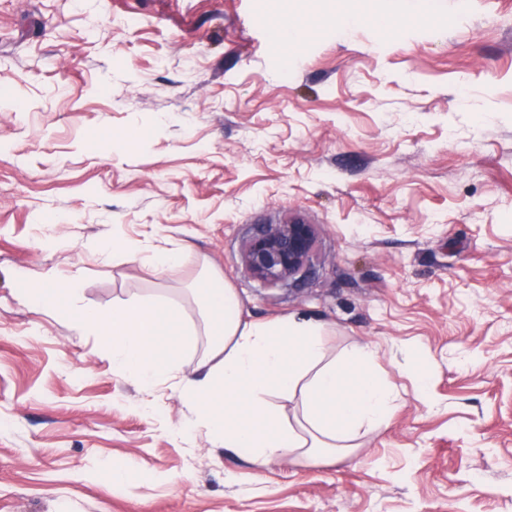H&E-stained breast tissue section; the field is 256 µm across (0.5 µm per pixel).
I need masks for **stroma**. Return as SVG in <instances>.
<instances>
[{
	"mask_svg": "<svg viewBox=\"0 0 512 512\" xmlns=\"http://www.w3.org/2000/svg\"><path fill=\"white\" fill-rule=\"evenodd\" d=\"M297 218L308 273L259 283L246 241ZM205 263L246 318L375 350L399 402L351 458L257 470L175 435L168 384L14 279L79 273L106 312L183 301ZM0 512H512V0H0ZM120 248L132 261H144L148 263L149 268L158 274L178 268L183 260V250L181 248H170L164 250H154L147 256H142L143 249L137 244L123 242L117 236H112L104 246L106 252Z\"/></svg>",
	"mask_w": 512,
	"mask_h": 512,
	"instance_id": "obj_1",
	"label": "stroma"
}]
</instances>
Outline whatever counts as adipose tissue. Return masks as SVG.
Masks as SVG:
<instances>
[{
  "mask_svg": "<svg viewBox=\"0 0 512 512\" xmlns=\"http://www.w3.org/2000/svg\"><path fill=\"white\" fill-rule=\"evenodd\" d=\"M105 248L146 260L158 274L183 260L182 249L147 254L117 237ZM16 278L22 299L36 308L55 311L70 303L75 329L98 332L114 373L147 391L175 379L173 392L191 414L189 429L206 432L213 445L251 466L340 461L356 451L364 434L385 425L396 407V386L378 370L370 346L332 347L328 328L314 318L246 320L236 290L213 268H203L191 287V319L171 302L120 300L106 314L76 307L75 274L36 283L20 270ZM198 336L205 341L200 374L176 380Z\"/></svg>",
  "mask_w": 512,
  "mask_h": 512,
  "instance_id": "1",
  "label": "adipose tissue"
}]
</instances>
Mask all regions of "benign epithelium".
<instances>
[{"mask_svg": "<svg viewBox=\"0 0 512 512\" xmlns=\"http://www.w3.org/2000/svg\"><path fill=\"white\" fill-rule=\"evenodd\" d=\"M316 233L312 224L293 220L266 224L244 249V262L257 280L276 284L303 275L310 265Z\"/></svg>", "mask_w": 512, "mask_h": 512, "instance_id": "7a95c632", "label": "benign epithelium"}]
</instances>
